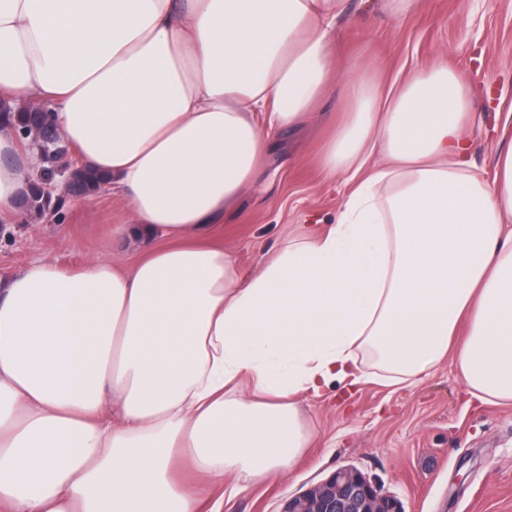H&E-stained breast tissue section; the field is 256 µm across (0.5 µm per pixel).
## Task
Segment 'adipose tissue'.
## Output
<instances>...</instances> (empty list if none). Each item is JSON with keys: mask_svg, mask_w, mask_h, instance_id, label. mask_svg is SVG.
Here are the masks:
<instances>
[{"mask_svg": "<svg viewBox=\"0 0 512 512\" xmlns=\"http://www.w3.org/2000/svg\"><path fill=\"white\" fill-rule=\"evenodd\" d=\"M345 2L0 0V101L51 110L137 245L127 268L0 275V512H205L225 477L303 457L297 395L334 382L412 384L447 359L512 403V139L474 169L447 68L346 81L317 154L352 186L335 223L250 276L214 234L259 188L268 132L318 119ZM38 170L0 129V222Z\"/></svg>", "mask_w": 512, "mask_h": 512, "instance_id": "obj_1", "label": "adipose tissue"}]
</instances>
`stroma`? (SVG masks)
<instances>
[{
    "mask_svg": "<svg viewBox=\"0 0 512 512\" xmlns=\"http://www.w3.org/2000/svg\"><path fill=\"white\" fill-rule=\"evenodd\" d=\"M341 82L319 123L271 137V174L225 217V245L245 273L298 224L334 223L349 187L315 163L330 123L347 103L342 82L363 63L382 85L444 61L471 88L478 118L470 161L492 173L499 138L512 116V0H420L395 18L348 0L334 36ZM130 215L109 188L66 198L61 217H28L0 237V273L52 258L77 266L103 257L131 264L134 247L117 228ZM298 399L314 428L305 457L280 477L224 494L222 512H282L285 502L337 467L353 466L404 512H512V404L472 401L449 363L413 386L333 384Z\"/></svg>",
    "mask_w": 512,
    "mask_h": 512,
    "instance_id": "1",
    "label": "stroma"
}]
</instances>
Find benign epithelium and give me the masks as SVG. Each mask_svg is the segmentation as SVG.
<instances>
[{
	"mask_svg": "<svg viewBox=\"0 0 512 512\" xmlns=\"http://www.w3.org/2000/svg\"><path fill=\"white\" fill-rule=\"evenodd\" d=\"M28 148L37 154H53L50 145L60 136L53 128L35 133L28 139L19 136ZM80 159L67 151L53 166L52 176L46 180L45 189L51 194H65L71 171L80 166ZM282 512H403L397 497L381 490L369 476L353 466H342L326 479L309 486L291 497Z\"/></svg>",
	"mask_w": 512,
	"mask_h": 512,
	"instance_id": "benign-epithelium-1",
	"label": "benign epithelium"
}]
</instances>
